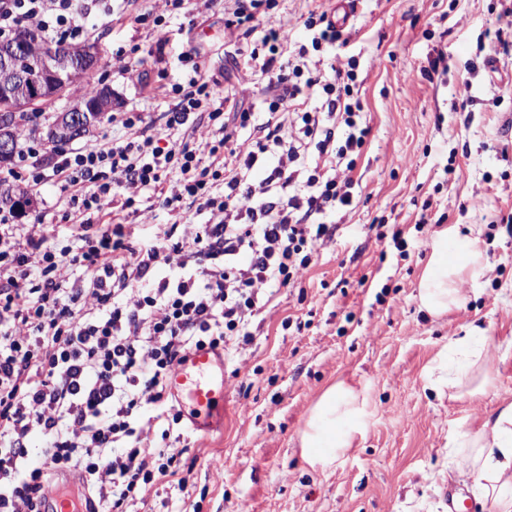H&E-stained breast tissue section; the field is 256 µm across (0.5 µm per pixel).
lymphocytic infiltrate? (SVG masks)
Here are the masks:
<instances>
[{
  "mask_svg": "<svg viewBox=\"0 0 512 512\" xmlns=\"http://www.w3.org/2000/svg\"><path fill=\"white\" fill-rule=\"evenodd\" d=\"M268 5L228 0L224 8L227 44L248 37L250 23L264 25L238 70L248 84L275 73L255 104L225 112L199 48L182 55L191 73L172 85L165 125L188 130L207 116L218 135L204 149L144 133L85 145L52 167L71 207L97 211L109 198L121 214L153 190L179 223L158 225L145 239L136 224L83 221L65 225L61 245L43 224L19 223L14 208L0 207V512H42L65 471L78 472L113 512L177 475L176 454L148 444L141 424L147 410L156 424L181 422L166 386L171 367L196 347L220 349L230 336L250 341L262 288L293 287L336 231L327 214L351 206L352 178L300 158L312 144L355 169L369 134L353 96L356 61L330 22L310 45L289 47L285 24L264 15ZM95 10L113 14L112 0H0V36L27 25L50 42L76 41ZM320 51L327 66L314 58ZM314 96L318 109L292 113ZM239 129L254 134L244 153L232 145ZM197 207L221 221L195 223ZM172 262L178 275L157 277ZM36 434L47 441L40 465L29 458Z\"/></svg>",
  "mask_w": 512,
  "mask_h": 512,
  "instance_id": "1",
  "label": "lymphocytic infiltrate"
}]
</instances>
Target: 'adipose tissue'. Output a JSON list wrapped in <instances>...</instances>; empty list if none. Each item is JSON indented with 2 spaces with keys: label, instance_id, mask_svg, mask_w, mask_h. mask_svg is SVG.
Masks as SVG:
<instances>
[{
  "label": "adipose tissue",
  "instance_id": "adipose-tissue-1",
  "mask_svg": "<svg viewBox=\"0 0 512 512\" xmlns=\"http://www.w3.org/2000/svg\"><path fill=\"white\" fill-rule=\"evenodd\" d=\"M484 255L477 238L450 230L432 244V258L418 288L421 309L433 316L447 313L464 300L462 277L483 275ZM368 402L362 391L337 382L310 410L301 433V453L311 467H332L353 447L368 423ZM458 470L476 477L497 512H512V403L500 407L476 430L461 434Z\"/></svg>",
  "mask_w": 512,
  "mask_h": 512
}]
</instances>
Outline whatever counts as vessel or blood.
<instances>
[{
    "label": "vessel or blood",
    "instance_id": "b4317fda",
    "mask_svg": "<svg viewBox=\"0 0 512 512\" xmlns=\"http://www.w3.org/2000/svg\"><path fill=\"white\" fill-rule=\"evenodd\" d=\"M170 393L195 430H206L224 410L228 383L223 352L203 347L188 352L175 364L167 380ZM46 512H88L77 494L57 489L47 497Z\"/></svg>",
    "mask_w": 512,
    "mask_h": 512
}]
</instances>
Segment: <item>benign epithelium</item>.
<instances>
[{
  "label": "benign epithelium",
  "mask_w": 512,
  "mask_h": 512,
  "mask_svg": "<svg viewBox=\"0 0 512 512\" xmlns=\"http://www.w3.org/2000/svg\"><path fill=\"white\" fill-rule=\"evenodd\" d=\"M32 42H38L32 32L19 39L0 40V115L39 111L41 101L66 95L97 64L95 50L88 47L49 46L33 59ZM110 108L112 89L102 87L94 98H76L68 111L86 116L91 126ZM42 138L56 148L72 142L69 131L54 124Z\"/></svg>",
  "instance_id": "obj_1"
}]
</instances>
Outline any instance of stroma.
Returning <instances> with one entry per match:
<instances>
[{
  "instance_id": "1",
  "label": "stroma",
  "mask_w": 512,
  "mask_h": 512,
  "mask_svg": "<svg viewBox=\"0 0 512 512\" xmlns=\"http://www.w3.org/2000/svg\"><path fill=\"white\" fill-rule=\"evenodd\" d=\"M166 18L164 36L136 24L137 7L101 17L86 37L98 49L94 82L117 93L162 132L169 90L184 82L179 56L200 47L207 76L230 99L257 101L262 85L237 82L238 56L254 38L224 44V7L194 15L169 0H144ZM335 0H275L291 45L310 44V13ZM512 0H354L344 51L357 61L358 97L370 129L354 171V202L330 213L337 224L297 287L268 288L251 318L253 340L227 343L230 391L209 434L181 422L179 438L149 434L178 453L187 486L156 482L128 512H448L445 488L479 502L472 476L453 464L459 434L512 403ZM164 39L162 68L148 55ZM137 47L136 57L114 48ZM444 54L445 68L430 63ZM471 84L467 108L458 88ZM31 199L22 223L65 221L54 177L20 182ZM429 224L417 230L420 214ZM473 232L485 274L464 280L463 305L440 317L421 310L420 279L432 240L449 228ZM402 230L407 256L389 245ZM496 358L494 387L453 396L432 391L427 369L470 327ZM363 391L369 424L336 466L312 469L299 434L313 405L336 382Z\"/></svg>"
}]
</instances>
